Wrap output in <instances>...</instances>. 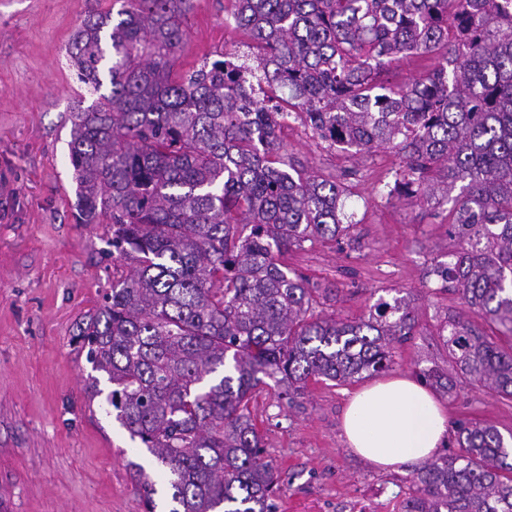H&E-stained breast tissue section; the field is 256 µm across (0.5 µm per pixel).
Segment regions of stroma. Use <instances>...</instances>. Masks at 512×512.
Segmentation results:
<instances>
[{"label": "stroma", "instance_id": "1", "mask_svg": "<svg viewBox=\"0 0 512 512\" xmlns=\"http://www.w3.org/2000/svg\"><path fill=\"white\" fill-rule=\"evenodd\" d=\"M227 5L194 0L175 74L242 49V32L224 23ZM119 8L118 0H0V512H144L132 466L157 472L102 400L88 401L92 366L76 340L124 261L111 255L103 225L76 221L70 114L94 97L68 48L89 12ZM280 139L282 155L307 169L358 170L350 207L357 241L292 251L289 267L335 288L324 311L351 321L385 290L412 292L419 326L397 349L392 372L446 366L436 331L460 301L435 291L425 271L453 246L447 208L381 195L379 182L397 161L391 150L354 161L294 120ZM352 389L311 381L290 405L270 389L258 393L264 456L283 488L277 512H401L415 468L383 472L347 447L341 419ZM445 405L451 422L512 434V400L464 385Z\"/></svg>", "mask_w": 512, "mask_h": 512}]
</instances>
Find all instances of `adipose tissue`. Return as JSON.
Returning a JSON list of instances; mask_svg holds the SVG:
<instances>
[{
	"instance_id": "1",
	"label": "adipose tissue",
	"mask_w": 512,
	"mask_h": 512,
	"mask_svg": "<svg viewBox=\"0 0 512 512\" xmlns=\"http://www.w3.org/2000/svg\"><path fill=\"white\" fill-rule=\"evenodd\" d=\"M342 428L349 448L381 469L432 458L448 434V412L423 385L406 377L353 391Z\"/></svg>"
}]
</instances>
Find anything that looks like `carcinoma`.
I'll return each instance as SVG.
<instances>
[{
	"label": "carcinoma",
	"mask_w": 512,
	"mask_h": 512,
	"mask_svg": "<svg viewBox=\"0 0 512 512\" xmlns=\"http://www.w3.org/2000/svg\"><path fill=\"white\" fill-rule=\"evenodd\" d=\"M89 13L69 57L96 99L71 115L77 219L103 224L134 264L112 272L80 329L107 376L116 420L164 468L170 512H273L282 488L250 404L273 382L389 370L416 333L414 300L379 296L355 321L284 258L353 241L357 171L325 175L278 156L290 120L351 158L399 159L387 200L452 203L426 277L462 308L437 329L448 367L419 371L444 394L461 381L512 399V0H232L248 52L173 76L193 0H119ZM439 56L402 85L403 57ZM110 85L109 94L101 92ZM457 195H452V191ZM498 326L502 349L474 325ZM456 450L420 467L404 512H512V446L461 422ZM147 512L156 482L139 465Z\"/></svg>",
	"instance_id": "1"
}]
</instances>
